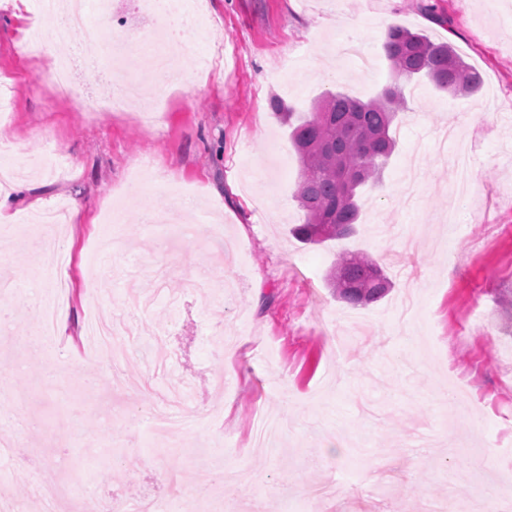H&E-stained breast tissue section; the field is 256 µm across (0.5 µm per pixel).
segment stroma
I'll list each match as a JSON object with an SVG mask.
<instances>
[{"instance_id":"35a3bbf8","label":"stroma","mask_w":512,"mask_h":512,"mask_svg":"<svg viewBox=\"0 0 512 512\" xmlns=\"http://www.w3.org/2000/svg\"><path fill=\"white\" fill-rule=\"evenodd\" d=\"M89 23L105 37L137 35L132 0ZM39 0H0V79L12 118L0 122V164L44 152L69 171H27L28 201H82V224H60L55 280L39 232L0 240V422L38 454L0 456V502L28 512L40 484L93 478L40 512H82L114 499L167 502L171 512H422L428 500L473 501L477 484L512 494V0H183L203 8L193 50L169 55L170 97L150 128L109 111L55 101L46 60L25 42ZM450 43L481 74L454 95L420 81L406 90L397 147L381 181L360 193L350 236L305 243L294 199L301 165L278 96L311 111L324 92L367 100L391 81L389 26ZM473 150L476 187L448 226L458 147ZM343 254H363L392 283L367 306L327 284ZM67 300L51 347L36 336L48 295ZM220 282L211 296L188 281ZM99 307L155 354L90 346ZM187 417L215 412L159 441L150 419L169 391ZM280 418L275 449L252 439L258 413Z\"/></svg>"}]
</instances>
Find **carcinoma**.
Returning <instances> with one entry per match:
<instances>
[{"instance_id":"obj_1","label":"carcinoma","mask_w":512,"mask_h":512,"mask_svg":"<svg viewBox=\"0 0 512 512\" xmlns=\"http://www.w3.org/2000/svg\"><path fill=\"white\" fill-rule=\"evenodd\" d=\"M383 51L392 82L369 100L336 91L326 93L307 116H298L280 98L270 106L290 129L291 144L301 163L294 198L304 222L294 233L305 241L344 238L354 231L359 216L358 189L379 182L396 140L392 126L407 109L404 85L425 79L456 93L477 91L482 78L447 42L400 26L388 28ZM336 295L351 305L382 299L390 283L365 255L342 257L330 276Z\"/></svg>"}]
</instances>
